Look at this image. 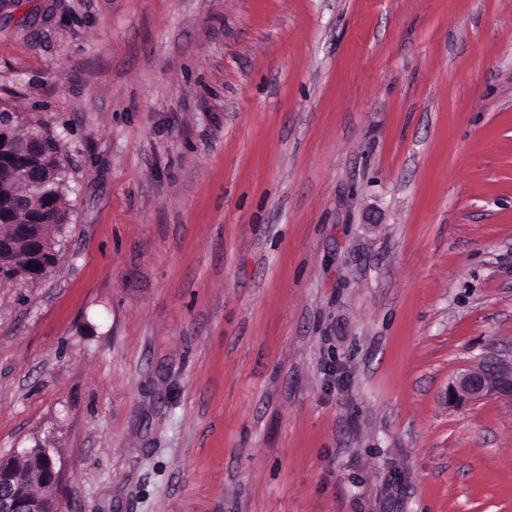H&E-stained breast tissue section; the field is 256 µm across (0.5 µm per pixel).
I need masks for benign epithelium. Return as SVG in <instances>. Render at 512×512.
Segmentation results:
<instances>
[{"mask_svg":"<svg viewBox=\"0 0 512 512\" xmlns=\"http://www.w3.org/2000/svg\"><path fill=\"white\" fill-rule=\"evenodd\" d=\"M449 395L458 402L493 397L512 407V357L493 358L462 373L452 383ZM24 455L42 464L41 473L49 493L44 499L20 496L14 490L17 477L11 470L0 467V512H61L57 494L60 473L51 449L30 448Z\"/></svg>","mask_w":512,"mask_h":512,"instance_id":"obj_1","label":"benign epithelium"}]
</instances>
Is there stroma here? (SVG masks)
<instances>
[{"mask_svg":"<svg viewBox=\"0 0 512 512\" xmlns=\"http://www.w3.org/2000/svg\"><path fill=\"white\" fill-rule=\"evenodd\" d=\"M56 135L0 286V458L62 512H512V0H0ZM1 113L7 114V122L3 133L0 134V140L3 135L4 139L15 145H19L23 140H27L29 145L35 144L37 154L42 157L44 164V168L41 167L39 170L46 169L50 172L48 178L42 179L41 186L29 194L27 208L10 209L11 202L21 188L22 179L34 169L25 171L27 157L24 155L7 157L4 151L0 153V210L3 202L4 210L7 211L5 219L10 221V224L0 223V237L3 242L8 241L13 246V251L5 255L3 261L0 260V266L4 268L5 273L26 269L30 274L29 279L34 281L40 274L42 265L34 264L32 259V256L39 252L36 250L39 244L35 241L37 234L31 224V218L33 215H39L43 222V233L46 232L53 238L54 233L60 234L64 231L69 220L67 181L63 174L58 143L54 137L37 128L23 132L18 125L15 127L12 113ZM43 240L55 244L56 248L55 238L52 240L45 235ZM38 256L39 253L36 257ZM449 395L458 402L493 397L512 407V355L484 361L462 373L452 383ZM23 454L26 458L31 457L43 463L41 473L46 478V488L49 493L44 499L20 496L14 490L17 477L10 469L2 466L0 467V512H61L57 494L60 473L56 470L51 449L30 448ZM26 458L20 456L1 459L0 464L11 466L19 474V492L32 496L45 495L47 490L43 487L40 474Z\"/></svg>","mask_w":512,"mask_h":512,"instance_id":"obj_1","label":"stroma"}]
</instances>
